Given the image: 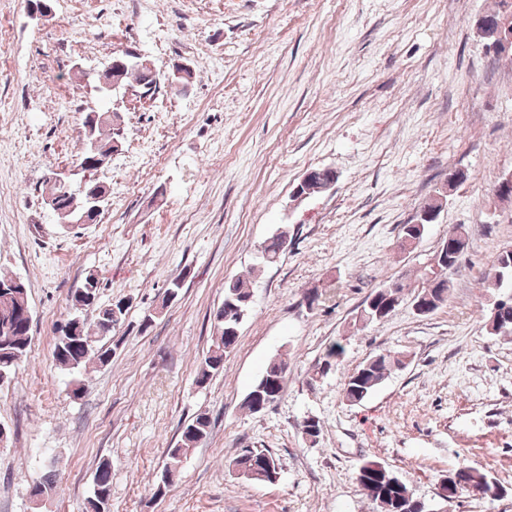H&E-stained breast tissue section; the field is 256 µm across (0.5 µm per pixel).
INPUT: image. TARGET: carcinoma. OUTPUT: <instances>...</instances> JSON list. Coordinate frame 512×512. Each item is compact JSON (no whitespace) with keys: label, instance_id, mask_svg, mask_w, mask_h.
<instances>
[{"label":"carcinoma","instance_id":"1","mask_svg":"<svg viewBox=\"0 0 512 512\" xmlns=\"http://www.w3.org/2000/svg\"><path fill=\"white\" fill-rule=\"evenodd\" d=\"M84 151L79 157V165L91 169L90 154L97 151L102 155L111 153L116 145L123 140V133L114 126L113 117L107 112L97 113V118L91 120L84 117ZM97 190L106 193V187L96 180L85 183L84 190L77 196H69L63 199V205L56 211L58 218L66 224L82 222L84 224L96 223L101 213L90 210L86 203L88 191ZM440 206L438 200H433L421 207L424 216H416V223L404 224L400 230V238L403 240H420L432 224ZM441 245L446 247L445 255L448 264L442 268L443 275H448L456 269L464 255L468 243L465 234L454 227L448 232ZM284 247L281 235H274L264 242L263 253L267 254L266 262H276ZM512 281V248L500 251L493 260L489 272L485 275V281L490 288H502L504 281ZM12 279L0 277V373L4 372L7 378L15 375L20 362L26 356L30 347L31 337L26 335L19 320V312L23 305L29 302L26 285L18 288H9L7 284ZM405 284L402 282H390L376 288L369 299L385 300L388 296L401 297ZM449 289L423 287L415 296V301H423L431 309L436 311L448 301ZM252 292L249 285L240 279L233 281L224 288V303L214 314L213 344L197 372L196 384L200 387L208 384L214 375L224 369V354L234 347L237 342L240 324L237 323V311L232 303L240 300H249ZM80 300L74 296L71 298V306L74 314L56 327L58 336L52 349V357L61 369L70 372H79L87 367V364L95 360L102 365L110 362L114 348L108 345V339L112 338L114 326L112 322L101 317H96L95 326H90L82 316L78 315ZM495 316H487V330L490 334L499 336L502 334V310L512 318V298L502 297L497 305ZM405 355L402 352L386 351L377 353L368 358L358 369L351 373L345 383L344 397L347 402L356 405L365 401L388 377L395 367L404 365ZM288 373V364L281 358L269 362L262 375L253 385L250 393H255L264 382L271 381L274 397L278 400L284 391ZM210 433V421L204 414L197 415L192 421L181 427L177 445L168 449V461L163 472H178L183 457L199 446V440L208 438ZM243 472V477L257 483L265 482L262 474L266 473L265 466L278 467L276 458L267 450L243 448L233 460ZM467 482L456 489V492L483 491L488 494L499 483L490 478L486 473L466 467ZM112 480V464L108 460L99 463L94 479L93 491L86 501V512H106L110 497ZM359 485L367 490V495L374 512H397L396 498L412 495L408 485L396 474L388 469H380L377 463L366 461L357 470Z\"/></svg>","mask_w":512,"mask_h":512}]
</instances>
